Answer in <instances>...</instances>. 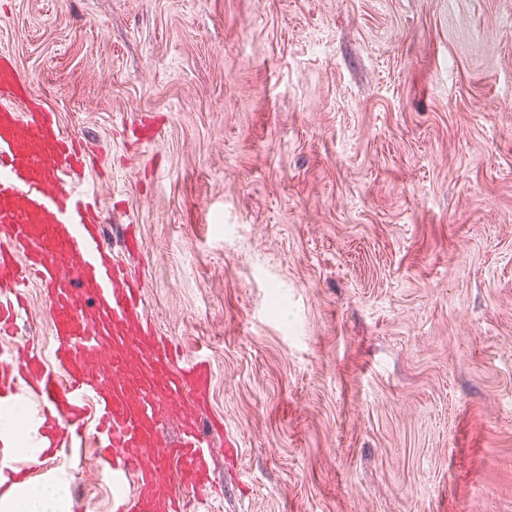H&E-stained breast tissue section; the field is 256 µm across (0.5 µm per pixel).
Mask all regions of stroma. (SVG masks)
Wrapping results in <instances>:
<instances>
[{"label": "stroma", "instance_id": "35a3bbf8", "mask_svg": "<svg viewBox=\"0 0 512 512\" xmlns=\"http://www.w3.org/2000/svg\"><path fill=\"white\" fill-rule=\"evenodd\" d=\"M0 51L210 359L211 512H512V0H0ZM90 464L34 482L112 512Z\"/></svg>", "mask_w": 512, "mask_h": 512}]
</instances>
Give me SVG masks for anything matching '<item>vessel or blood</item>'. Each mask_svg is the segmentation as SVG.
I'll return each mask as SVG.
<instances>
[{
	"instance_id": "1",
	"label": "vessel or blood",
	"mask_w": 512,
	"mask_h": 512,
	"mask_svg": "<svg viewBox=\"0 0 512 512\" xmlns=\"http://www.w3.org/2000/svg\"><path fill=\"white\" fill-rule=\"evenodd\" d=\"M93 161L56 112L31 97L13 56L0 52V337L17 334L26 291L44 292L51 342L0 348V473L32 476L13 458L16 441L42 463L82 447L94 423L95 472L112 484V512H209L207 420L212 369L171 349L152 323L143 287L123 254L139 243L105 239L103 200L89 187ZM177 419L182 437L162 443Z\"/></svg>"
}]
</instances>
